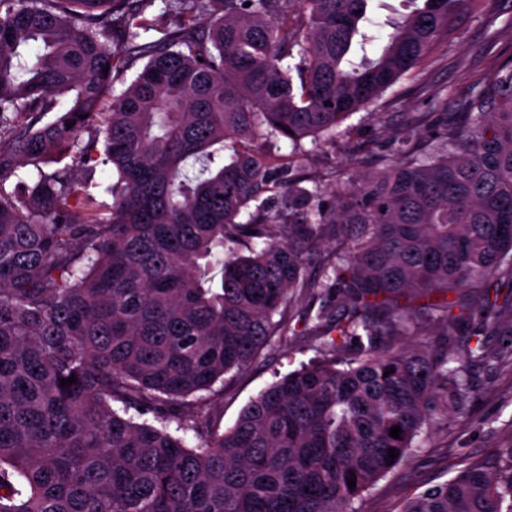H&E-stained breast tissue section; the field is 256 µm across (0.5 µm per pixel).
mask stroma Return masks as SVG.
<instances>
[{
	"label": "stroma",
	"instance_id": "35a3bbf8",
	"mask_svg": "<svg viewBox=\"0 0 512 512\" xmlns=\"http://www.w3.org/2000/svg\"><path fill=\"white\" fill-rule=\"evenodd\" d=\"M410 9L409 0H370L375 40L367 45V54L379 49L391 22ZM490 50L478 16L459 15L448 46L432 49L414 78H401L376 104L351 115L345 122L346 134L335 145L307 144L308 157L291 165V177L335 180L344 172L348 156L386 138L387 125L398 124L403 113L426 111L434 90L445 87L458 95L467 93L489 63ZM309 306L307 295H296L291 303L292 334L273 337L246 369L225 374L222 390L210 398L222 430L231 429L242 409L261 391L317 356L318 339L304 326ZM486 342L493 357L470 368L471 394L464 410H449L447 419L426 428L416 439L418 447L411 459L364 495L357 504L359 512H400L413 493L454 476L464 458L493 461L502 449L512 447V336H490Z\"/></svg>",
	"mask_w": 512,
	"mask_h": 512
}]
</instances>
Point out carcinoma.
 <instances>
[{"instance_id":"obj_1","label":"carcinoma","mask_w":512,"mask_h":512,"mask_svg":"<svg viewBox=\"0 0 512 512\" xmlns=\"http://www.w3.org/2000/svg\"><path fill=\"white\" fill-rule=\"evenodd\" d=\"M169 2L179 22L142 43L154 0H0V512H357L424 427L464 404L469 368L491 356L484 337L512 314L511 296L488 294L512 288V57L407 113L367 150L375 171L351 156L353 174L310 190L259 144L285 138L297 163L304 139L335 143L480 0H422L359 59L369 0ZM481 21L492 44L512 12ZM60 94L70 108L44 121ZM100 140L117 173L105 213L72 176ZM66 157L24 195L7 186ZM226 242L237 252L215 288ZM297 291L319 301L305 322L321 358L220 431L202 393L287 331ZM401 512H512V448Z\"/></svg>"}]
</instances>
